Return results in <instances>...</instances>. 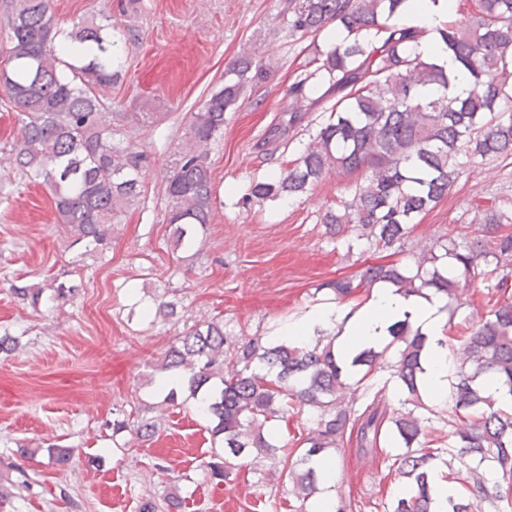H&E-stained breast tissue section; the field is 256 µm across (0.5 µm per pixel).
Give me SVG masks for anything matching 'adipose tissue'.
<instances>
[{
  "label": "adipose tissue",
  "instance_id": "ef3b65f1",
  "mask_svg": "<svg viewBox=\"0 0 512 512\" xmlns=\"http://www.w3.org/2000/svg\"><path fill=\"white\" fill-rule=\"evenodd\" d=\"M443 305L439 294L417 296L386 285L373 288L367 300L351 315L333 306L316 309L290 323L284 334L288 340L304 343L317 329L341 326L338 348L344 360L364 349L382 348L391 327L408 322L427 339L422 383L428 398L443 400L448 396V349L443 345L444 324L438 315Z\"/></svg>",
  "mask_w": 512,
  "mask_h": 512
}]
</instances>
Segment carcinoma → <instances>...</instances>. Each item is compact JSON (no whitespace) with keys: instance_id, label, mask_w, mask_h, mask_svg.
<instances>
[{"instance_id":"1","label":"carcinoma","mask_w":512,"mask_h":512,"mask_svg":"<svg viewBox=\"0 0 512 512\" xmlns=\"http://www.w3.org/2000/svg\"><path fill=\"white\" fill-rule=\"evenodd\" d=\"M408 0H288L283 21L291 36L317 38L335 23L344 38L316 50L288 86L293 108L288 127L302 113L334 101L313 140L288 170L275 179L253 182L257 199L305 196L332 170L357 174L351 199L326 210L321 223L338 236L354 234L347 248L364 240L378 252L403 253L415 220L433 209L467 165L489 157L512 155V0H478L476 12L428 31L401 23ZM0 26V93L21 115L18 147L11 163L50 191L59 223L93 247L110 238L112 225L141 193L147 161L142 151L123 144L120 126L107 109V89L117 77L112 47L117 41L96 18L66 31L55 21L50 0H9ZM445 45L461 69L473 78L464 97H448L450 76L409 50L428 34ZM263 67L250 56L238 58L224 73V85L212 92L189 117V147L177 154L165 178L167 224L176 248L201 245L215 200L210 150L224 134V112L234 107ZM436 85L441 94L422 98ZM485 233L465 242L441 236L440 256H423L413 265L370 264L360 274L338 278L329 289L342 302L364 301L379 282L404 293L426 290L458 302L471 282L495 281L512 291V208L494 203L483 212ZM22 301L38 307L44 289L11 286ZM466 358L450 381L454 401V447L470 468L467 494L448 499V512H474V502L488 499L482 466L489 462L505 483H512V411L493 408L485 381L512 398V300L495 304L481 320L463 330ZM337 335L317 330L311 342L249 339L241 343L211 321L175 337L160 370L180 379L190 396L201 388L211 402L201 413L223 456L208 463L213 478L226 480L238 460L288 458V443L265 432L271 421L310 413L314 428L309 447L293 472L295 495L307 500L317 490L323 452L356 433L358 450L372 452L381 442L406 449L400 474L407 493L393 499L390 512H431L432 440L426 437L420 374L426 338L403 322L391 328L379 351L358 352L350 365L333 353ZM386 371L395 384L399 407L377 399L356 407L355 393L368 390ZM149 422H112V432L128 431L141 440L154 432ZM48 465L62 468L73 450L46 448Z\"/></svg>"}]
</instances>
